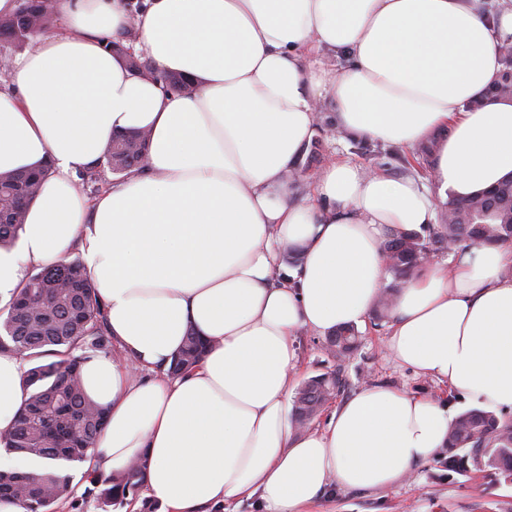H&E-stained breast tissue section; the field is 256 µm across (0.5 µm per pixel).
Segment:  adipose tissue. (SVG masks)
Listing matches in <instances>:
<instances>
[{
	"instance_id": "adipose-tissue-1",
	"label": "adipose tissue",
	"mask_w": 512,
	"mask_h": 512,
	"mask_svg": "<svg viewBox=\"0 0 512 512\" xmlns=\"http://www.w3.org/2000/svg\"><path fill=\"white\" fill-rule=\"evenodd\" d=\"M55 12L63 29L34 33L0 79V173L47 171L0 250V307L30 268L80 250L115 348L80 369L107 411L87 472L142 461L159 512H304L331 488L402 483L446 446L453 400L373 385L323 428L296 430V340L364 322L389 278L385 241L437 223V197L512 175V100L475 104L499 73L512 0H147L135 21L128 0H55ZM132 22L151 72L105 47ZM158 72L189 90L164 92ZM325 112L342 137L427 149L428 178L336 160L299 193ZM131 130L150 136L146 171L79 192L77 174ZM191 332L207 350L171 377ZM386 347L455 398L512 410V244L422 264ZM27 370L0 352V437Z\"/></svg>"
}]
</instances>
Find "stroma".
Wrapping results in <instances>:
<instances>
[{"label": "stroma", "instance_id": "35a3bbf8", "mask_svg": "<svg viewBox=\"0 0 512 512\" xmlns=\"http://www.w3.org/2000/svg\"><path fill=\"white\" fill-rule=\"evenodd\" d=\"M316 142V159L302 161L301 182L305 185L313 181L322 165L336 158L350 159L371 170H404L401 150L380 146L358 149L352 140L338 138L326 121L320 126ZM389 331V322L377 325L366 320L360 329L359 350L341 366L328 354L325 337L301 334L298 382L338 368L347 381L344 395L348 398L373 384L433 396L446 393V386L415 374L395 360L385 347ZM69 473L71 493L55 504L54 512H125L123 504H102L99 486L93 484L82 465H74ZM510 506L512 484H499L474 473L447 475L440 456L436 455L417 464L411 480L400 487L386 492L339 490L331 498L321 499L314 512H504Z\"/></svg>", "mask_w": 512, "mask_h": 512}]
</instances>
